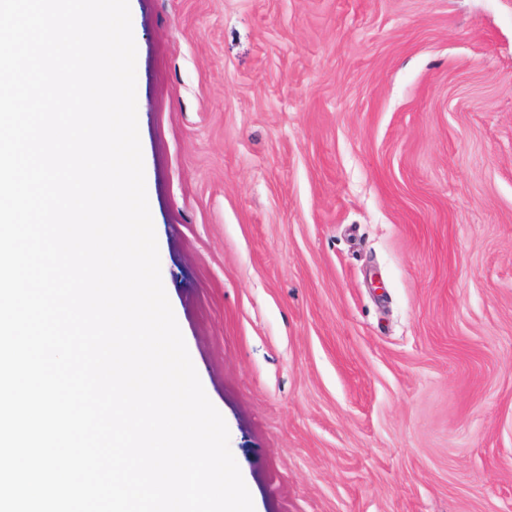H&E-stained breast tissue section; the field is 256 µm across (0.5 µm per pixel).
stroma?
<instances>
[{
    "label": "stroma",
    "mask_w": 512,
    "mask_h": 512,
    "mask_svg": "<svg viewBox=\"0 0 512 512\" xmlns=\"http://www.w3.org/2000/svg\"><path fill=\"white\" fill-rule=\"evenodd\" d=\"M162 280L255 512H512V0H130Z\"/></svg>",
    "instance_id": "35a3bbf8"
}]
</instances>
